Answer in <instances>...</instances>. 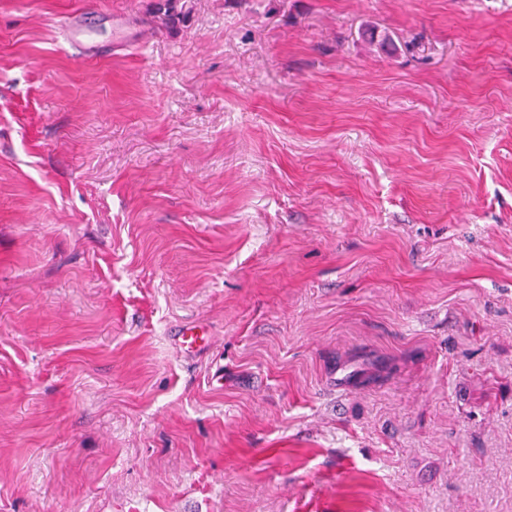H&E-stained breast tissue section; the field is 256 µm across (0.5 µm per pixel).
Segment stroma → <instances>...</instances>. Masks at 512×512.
Masks as SVG:
<instances>
[{
	"instance_id": "1",
	"label": "stroma",
	"mask_w": 512,
	"mask_h": 512,
	"mask_svg": "<svg viewBox=\"0 0 512 512\" xmlns=\"http://www.w3.org/2000/svg\"><path fill=\"white\" fill-rule=\"evenodd\" d=\"M0 512H512V0H0ZM177 341L184 352L194 353L205 347L208 337L202 327L185 324L179 331Z\"/></svg>"
}]
</instances>
